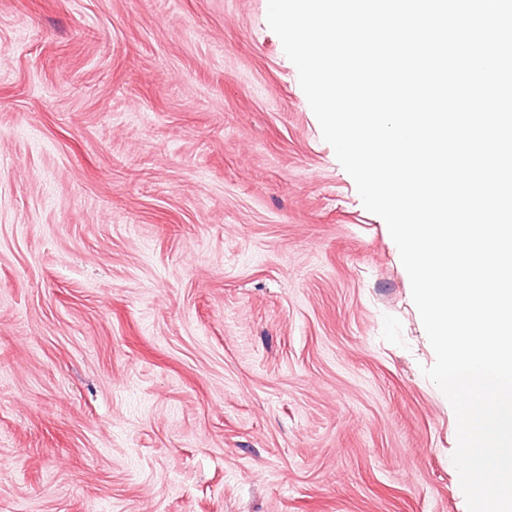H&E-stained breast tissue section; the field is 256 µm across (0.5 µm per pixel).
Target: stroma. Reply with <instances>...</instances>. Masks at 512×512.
Masks as SVG:
<instances>
[{
	"mask_svg": "<svg viewBox=\"0 0 512 512\" xmlns=\"http://www.w3.org/2000/svg\"><path fill=\"white\" fill-rule=\"evenodd\" d=\"M267 4L0 0V512H467Z\"/></svg>",
	"mask_w": 512,
	"mask_h": 512,
	"instance_id": "35a3bbf8",
	"label": "stroma"
}]
</instances>
